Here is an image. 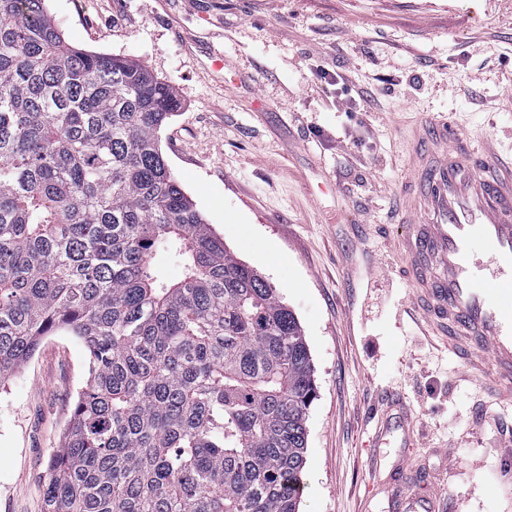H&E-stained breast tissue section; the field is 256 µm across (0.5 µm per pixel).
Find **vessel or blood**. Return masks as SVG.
<instances>
[{"instance_id": "b4317fda", "label": "vessel or blood", "mask_w": 512, "mask_h": 512, "mask_svg": "<svg viewBox=\"0 0 512 512\" xmlns=\"http://www.w3.org/2000/svg\"><path fill=\"white\" fill-rule=\"evenodd\" d=\"M395 247L411 302L447 351L487 370L512 402V160L472 148L448 118L418 129Z\"/></svg>"}]
</instances>
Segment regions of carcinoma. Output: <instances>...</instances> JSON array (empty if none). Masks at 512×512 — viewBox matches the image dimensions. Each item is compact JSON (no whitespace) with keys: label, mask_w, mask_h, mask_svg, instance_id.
Masks as SVG:
<instances>
[{"label":"carcinoma","mask_w":512,"mask_h":512,"mask_svg":"<svg viewBox=\"0 0 512 512\" xmlns=\"http://www.w3.org/2000/svg\"><path fill=\"white\" fill-rule=\"evenodd\" d=\"M45 2L0 0V382L53 333L88 356L43 512H299L301 325L169 169L171 85Z\"/></svg>","instance_id":"carcinoma-1"}]
</instances>
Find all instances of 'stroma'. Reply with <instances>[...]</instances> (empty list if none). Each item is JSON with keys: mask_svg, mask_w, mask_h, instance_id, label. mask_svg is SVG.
Instances as JSON below:
<instances>
[{"mask_svg": "<svg viewBox=\"0 0 512 512\" xmlns=\"http://www.w3.org/2000/svg\"><path fill=\"white\" fill-rule=\"evenodd\" d=\"M46 7L70 43L174 88L168 166L297 317L317 392L301 512H389L396 481L435 512H512V404L422 335L393 250L414 129L448 115L472 147L512 156V0ZM87 376L82 342L60 333L0 383V512H42ZM389 393L411 415L409 447L375 442Z\"/></svg>", "mask_w": 512, "mask_h": 512, "instance_id": "35a3bbf8", "label": "stroma"}]
</instances>
